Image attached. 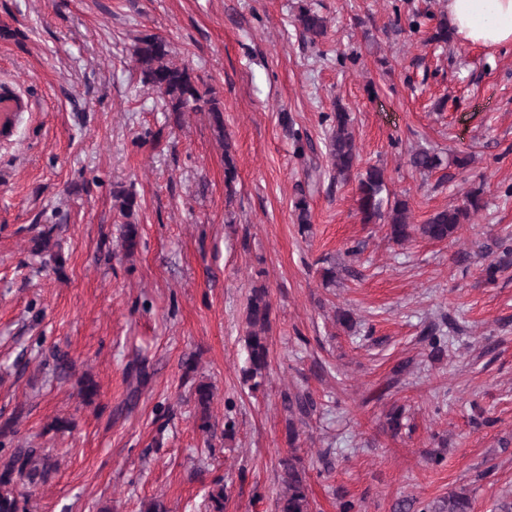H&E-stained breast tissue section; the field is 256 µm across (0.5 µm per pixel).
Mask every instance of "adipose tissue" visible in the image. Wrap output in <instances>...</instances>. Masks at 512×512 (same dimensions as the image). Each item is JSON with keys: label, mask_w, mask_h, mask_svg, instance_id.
<instances>
[{"label": "adipose tissue", "mask_w": 512, "mask_h": 512, "mask_svg": "<svg viewBox=\"0 0 512 512\" xmlns=\"http://www.w3.org/2000/svg\"><path fill=\"white\" fill-rule=\"evenodd\" d=\"M448 25L466 44H512V0H448Z\"/></svg>", "instance_id": "obj_1"}]
</instances>
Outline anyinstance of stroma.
Instances as JSON below:
<instances>
[{
	"instance_id": "obj_1",
	"label": "stroma",
	"mask_w": 512,
	"mask_h": 512,
	"mask_svg": "<svg viewBox=\"0 0 512 512\" xmlns=\"http://www.w3.org/2000/svg\"><path fill=\"white\" fill-rule=\"evenodd\" d=\"M302 0H0V86L21 100L0 135V425L58 463L29 512H276L289 452L284 392L315 411L297 453L314 512H410L466 491L472 512L512 496V45L430 42L447 0H313L323 39L294 24ZM421 15L419 29L409 21ZM213 88L238 177L208 113L166 111L142 80L136 38ZM345 107L359 166L383 167L411 221L484 182L455 238L391 241L364 224L355 182L325 154L323 115ZM307 143L297 158L281 115ZM465 152L421 176L410 151ZM134 189L140 245L126 256L113 190ZM312 226L299 234L298 190ZM52 231L63 271L32 252ZM500 265L495 284L483 282ZM336 267L333 284L322 271ZM272 305L265 385L241 382L247 298ZM351 311L353 328L336 321ZM448 341L431 353L430 333ZM68 354L74 367L57 369ZM145 365L146 387L130 372ZM99 387L92 403L77 380ZM214 386L212 434L195 382ZM403 408L392 433L386 416ZM58 417L71 428L49 431ZM233 422L225 433V422Z\"/></svg>"
}]
</instances>
